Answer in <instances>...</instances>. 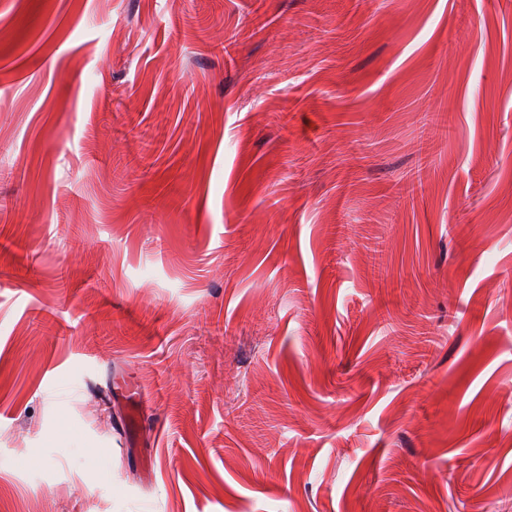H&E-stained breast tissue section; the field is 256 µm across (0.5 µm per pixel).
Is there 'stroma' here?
<instances>
[{
	"label": "stroma",
	"mask_w": 512,
	"mask_h": 512,
	"mask_svg": "<svg viewBox=\"0 0 512 512\" xmlns=\"http://www.w3.org/2000/svg\"><path fill=\"white\" fill-rule=\"evenodd\" d=\"M0 512H512V0H0Z\"/></svg>",
	"instance_id": "stroma-1"
}]
</instances>
